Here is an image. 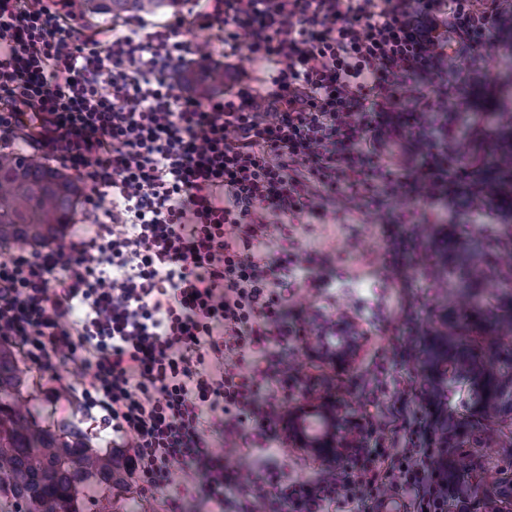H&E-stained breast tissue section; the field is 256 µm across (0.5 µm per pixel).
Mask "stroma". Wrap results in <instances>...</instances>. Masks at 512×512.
<instances>
[{"label":"stroma","instance_id":"1","mask_svg":"<svg viewBox=\"0 0 512 512\" xmlns=\"http://www.w3.org/2000/svg\"><path fill=\"white\" fill-rule=\"evenodd\" d=\"M492 90L505 102L512 103V32L501 35L492 50L490 63ZM464 225L461 239L471 253H478L487 243L496 241L503 253H512V219L499 224H482L468 216L452 213L447 223L423 227L417 253L420 267L408 270L415 302H408L399 286L382 281L375 274L378 261L389 248L386 225H322V241L307 240V247H322L336 269L333 288L324 293L308 289L298 291L290 317L302 325L320 323L322 316L351 317L363 334L356 356L349 368L341 369L326 354L327 345L314 337L298 338L281 350L280 358L298 365L303 376L300 388L288 390L289 402H310L329 396L344 403L358 439H370L372 429H379L390 450L401 446V425L419 416L418 400L398 403L400 391L423 383L438 389L439 416L433 426L436 440L448 442L449 421L459 424L463 440L461 455L478 465L481 475L479 494L465 500L449 499L448 512H512V411L484 413L463 407L437 371L448 352L449 339L479 353L482 358L500 357L512 352V336H502L490 328L489 318L512 315V266L499 264L492 280L481 289V310L461 321L463 328L449 335V321L458 319L461 301L459 289L452 283L460 260L449 234L453 225ZM438 266L440 282H433L425 269ZM328 266V267H331ZM328 267L318 266L317 274ZM399 338L410 350L408 357L389 360L392 338ZM26 383L33 391L35 406L43 424L75 425L89 431L79 403L71 399L51 400L32 366L24 368ZM228 471L238 477L259 476L267 470L283 471L289 480L310 485L322 478L326 465L311 451L283 444L279 448H241L225 458ZM85 512H163L161 494L143 492L130 485L127 492L116 493L113 500L87 503Z\"/></svg>","mask_w":512,"mask_h":512}]
</instances>
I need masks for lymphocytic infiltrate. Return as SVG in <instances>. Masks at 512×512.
<instances>
[{"mask_svg": "<svg viewBox=\"0 0 512 512\" xmlns=\"http://www.w3.org/2000/svg\"><path fill=\"white\" fill-rule=\"evenodd\" d=\"M70 0H0V151L26 147L91 186L61 242L0 262V340L15 344L51 398L124 442L123 468L164 512L198 499L251 512L228 493L224 457L279 442L285 395L266 363L303 327L288 319L317 253L298 237L360 216L440 224L451 204L512 212V175L449 150L439 106L500 111L487 59L512 29V0H215L161 24L134 17L106 35L77 29ZM209 29L232 56L240 34L268 72L223 92L173 91L192 66L183 34ZM417 195L422 214L388 210ZM81 369L59 384L58 359ZM393 464L371 449L317 485L267 474L265 512H322L335 500L414 493L411 512H446L443 449L421 419ZM181 463L183 490H171Z\"/></svg>", "mask_w": 512, "mask_h": 512, "instance_id": "f902f5d3", "label": "lymphocytic infiltrate"}]
</instances>
